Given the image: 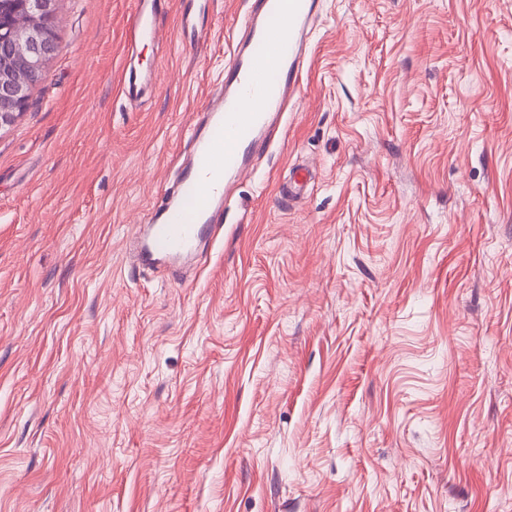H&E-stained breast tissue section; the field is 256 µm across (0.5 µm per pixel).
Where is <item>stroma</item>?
<instances>
[{
	"instance_id": "stroma-1",
	"label": "stroma",
	"mask_w": 512,
	"mask_h": 512,
	"mask_svg": "<svg viewBox=\"0 0 512 512\" xmlns=\"http://www.w3.org/2000/svg\"><path fill=\"white\" fill-rule=\"evenodd\" d=\"M133 2L58 0L0 129V512H512V0H321L223 239L163 276L132 228L249 4L162 0L130 49Z\"/></svg>"
}]
</instances>
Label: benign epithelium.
I'll return each mask as SVG.
<instances>
[{
	"instance_id": "obj_1",
	"label": "benign epithelium",
	"mask_w": 512,
	"mask_h": 512,
	"mask_svg": "<svg viewBox=\"0 0 512 512\" xmlns=\"http://www.w3.org/2000/svg\"><path fill=\"white\" fill-rule=\"evenodd\" d=\"M57 0H22L24 17L0 26V129L29 105L56 42L52 22Z\"/></svg>"
}]
</instances>
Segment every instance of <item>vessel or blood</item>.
<instances>
[{"label": "vessel or blood", "mask_w": 512, "mask_h": 512, "mask_svg": "<svg viewBox=\"0 0 512 512\" xmlns=\"http://www.w3.org/2000/svg\"><path fill=\"white\" fill-rule=\"evenodd\" d=\"M318 11V0H256L243 16L244 42L206 107L199 134L190 137L175 189L133 232L144 264L174 262L199 242L223 236L226 196L251 169L255 152L277 134L276 119L287 111L307 67ZM163 26L157 0H137L127 38L154 40Z\"/></svg>", "instance_id": "b4317fda"}]
</instances>
